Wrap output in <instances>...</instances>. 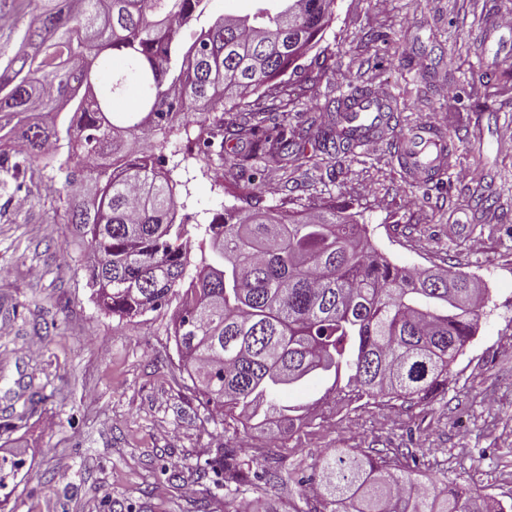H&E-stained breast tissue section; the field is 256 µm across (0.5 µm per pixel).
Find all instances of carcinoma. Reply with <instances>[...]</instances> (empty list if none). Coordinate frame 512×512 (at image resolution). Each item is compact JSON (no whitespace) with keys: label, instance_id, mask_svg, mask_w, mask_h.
I'll return each mask as SVG.
<instances>
[{"label":"carcinoma","instance_id":"cac0c4a2","mask_svg":"<svg viewBox=\"0 0 512 512\" xmlns=\"http://www.w3.org/2000/svg\"><path fill=\"white\" fill-rule=\"evenodd\" d=\"M39 2L26 20L0 0V18L19 33L16 48L0 51V172L9 176L0 189L22 190L35 165L64 176V221L93 251L86 273L103 311L120 321L171 312L201 402L245 430L267 427L273 443L309 408L278 393L314 376L331 381L321 402L445 393L488 295L475 276L399 268L334 207L244 216L233 204L193 238L177 220L165 149L182 114L213 129L202 145L187 139L190 152L222 161L224 141L247 146L229 159L241 174L300 162L312 139L328 153L354 146L343 100L334 116L295 122L280 79L320 42L334 0H251L252 12L218 17L189 43L180 32L209 0ZM65 108L60 126L31 120ZM195 250L200 267L189 277ZM214 299L221 310L208 309ZM403 455L325 452L305 479L306 512H490L446 479L429 477L416 492L421 479ZM201 471L236 492L283 481L276 455L258 472L222 446Z\"/></svg>","mask_w":512,"mask_h":512}]
</instances>
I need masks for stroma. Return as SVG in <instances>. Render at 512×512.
<instances>
[{
	"label": "stroma",
	"mask_w": 512,
	"mask_h": 512,
	"mask_svg": "<svg viewBox=\"0 0 512 512\" xmlns=\"http://www.w3.org/2000/svg\"><path fill=\"white\" fill-rule=\"evenodd\" d=\"M512 0H336L321 42L287 80L289 112H320L364 86L388 93L397 118L371 145L305 163L272 165L256 182L187 152L173 131L166 154L180 216L206 224L255 188L259 207L288 199L334 205L365 224L391 263L448 266L482 279L488 300L475 336L448 375L445 396L389 406L363 398L321 402L312 378L284 389L315 407L286 433L287 485H260L241 501L292 512L329 448H413L422 471L512 503V60L493 53L488 28ZM431 123L448 143L446 176L424 185L401 169L394 145ZM47 172L26 176L24 208L0 195V461L25 466L0 490V512H224V493L196 469L214 436L252 468L268 451L200 405L179 365L170 316L118 322L100 309L86 275L92 254L57 211ZM43 389L42 403L27 399Z\"/></svg>",
	"instance_id": "35a3bbf8"
}]
</instances>
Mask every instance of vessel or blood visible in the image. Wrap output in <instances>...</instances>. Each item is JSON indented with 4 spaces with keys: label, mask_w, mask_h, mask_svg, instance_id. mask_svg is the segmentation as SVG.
Masks as SVG:
<instances>
[{
    "label": "vessel or blood",
    "mask_w": 512,
    "mask_h": 512,
    "mask_svg": "<svg viewBox=\"0 0 512 512\" xmlns=\"http://www.w3.org/2000/svg\"><path fill=\"white\" fill-rule=\"evenodd\" d=\"M389 100L373 97L362 101L354 112L349 113V125L361 141L374 138L384 127L387 119ZM407 151L400 155V165L416 182H432L442 178L449 166L447 145L431 125L414 127L406 138Z\"/></svg>",
    "instance_id": "obj_1"
}]
</instances>
